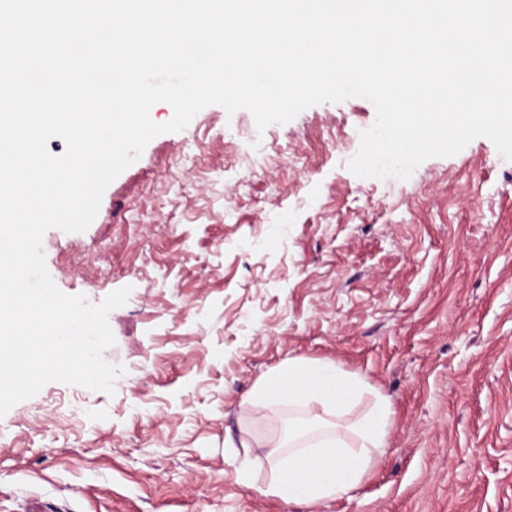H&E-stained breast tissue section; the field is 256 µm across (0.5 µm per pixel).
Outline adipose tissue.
I'll return each instance as SVG.
<instances>
[{
  "label": "adipose tissue",
  "mask_w": 512,
  "mask_h": 512,
  "mask_svg": "<svg viewBox=\"0 0 512 512\" xmlns=\"http://www.w3.org/2000/svg\"><path fill=\"white\" fill-rule=\"evenodd\" d=\"M361 384L331 363L292 359L244 397L253 411L278 406L293 412L288 436L261 440L270 467L269 494L288 504L315 506L350 496L381 448L387 407L377 401L362 417L348 414Z\"/></svg>",
  "instance_id": "obj_1"
}]
</instances>
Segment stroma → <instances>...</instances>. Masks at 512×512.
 Instances as JSON below:
<instances>
[{
    "mask_svg": "<svg viewBox=\"0 0 512 512\" xmlns=\"http://www.w3.org/2000/svg\"><path fill=\"white\" fill-rule=\"evenodd\" d=\"M375 119L362 97L262 131L206 106L85 231L45 233L63 293L130 287L104 353L125 373L114 394L51 382L0 417V512H512V160L479 137L409 179L360 178L347 163ZM291 358L358 379L353 415L388 402L351 497L261 491L255 442L290 415L240 402Z\"/></svg>",
    "mask_w": 512,
    "mask_h": 512,
    "instance_id": "35a3bbf8",
    "label": "stroma"
}]
</instances>
